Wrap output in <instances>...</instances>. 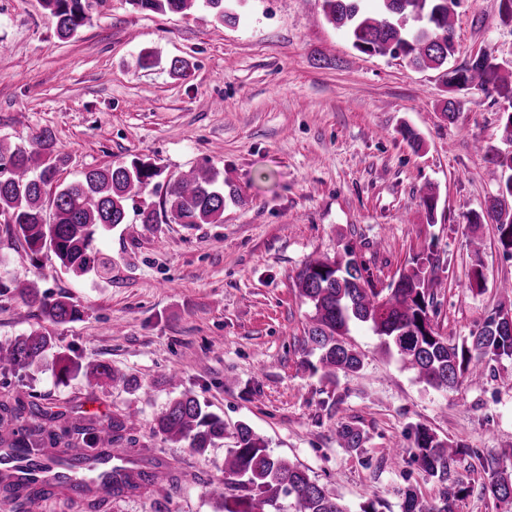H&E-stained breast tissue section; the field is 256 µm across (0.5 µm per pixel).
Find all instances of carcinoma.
<instances>
[{
    "mask_svg": "<svg viewBox=\"0 0 512 512\" xmlns=\"http://www.w3.org/2000/svg\"><path fill=\"white\" fill-rule=\"evenodd\" d=\"M208 9L214 21L234 24L236 7L242 0H129L140 11L182 13L197 2ZM321 0L325 21L343 30L352 46L370 56L401 52L418 69H439L454 54L453 12L448 0ZM60 38L75 36L88 22L85 0H42ZM447 84L455 93L472 87L494 85L509 96V69H500L497 59L470 63L446 73ZM63 161L51 131L36 133L26 146L9 148L0 143V220L16 240L33 255L48 248L60 268L76 276L104 265L94 249L96 237L104 231L129 223V202L161 175L154 164L134 159L128 164L88 170L77 182L58 184V165ZM493 174L506 196L491 197L486 214L475 213L474 224L489 216L496 224L498 241L512 252V154L487 156ZM51 216H46L44 202ZM239 203L241 196L232 185L219 180V172L202 167L168 183L161 210L141 209L137 221L146 226L164 217L176 224H214L224 216L227 202ZM354 252L340 260L316 258L307 261L296 276L300 296L311 306L312 314L304 329L301 366L311 374L335 381L338 376L362 371L363 360L348 341L353 326H366L378 336L382 352L395 356L416 379L435 390L454 389L462 384L478 385L485 376L486 363L504 356L512 359V313L499 309L482 326L457 344L442 335L434 324V293L428 288L427 269L422 264L399 274L387 289H378L363 274ZM22 303L43 321L58 325L72 322L82 311L68 296L57 297L39 291L34 283L18 288ZM55 348V339L44 328L20 336L0 347V369H23ZM83 375L100 382L125 381L108 364L84 367L65 353L58 356V377L66 380ZM29 414L35 421L27 426L16 422ZM131 415L110 417L95 426L58 424L59 414L20 398L0 404V450L21 451L19 460L30 473L51 470L49 485L34 479L14 480L0 473V492L13 504L11 512H37L41 501L66 496L82 500L87 512H103L111 498L134 492H148L167 482L169 472L144 465L127 470L112 493L101 494L91 482L112 474L84 470L86 456L107 462L110 449L125 440ZM155 431L167 441H185L203 455L224 439V420L190 394L174 399L155 420ZM340 448L357 454L364 444L363 430L351 422L336 425ZM87 450V455L64 460L53 448ZM464 445L441 439L429 429L415 428L414 447L385 450L383 458L396 462L409 455L437 484L439 494L432 504L424 502L417 490L404 491L402 512H457V502L467 493L465 482L457 478L456 463ZM485 490L498 503H512V462L491 460ZM282 497L292 500L295 512H348L338 499L313 480L301 465L278 456L247 423L235 431V445L224 455V491L211 495L220 512H270Z\"/></svg>",
    "mask_w": 512,
    "mask_h": 512,
    "instance_id": "carcinoma-1",
    "label": "carcinoma"
}]
</instances>
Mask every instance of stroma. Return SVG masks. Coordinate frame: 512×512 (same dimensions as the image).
<instances>
[{"instance_id":"stroma-1","label":"stroma","mask_w":512,"mask_h":512,"mask_svg":"<svg viewBox=\"0 0 512 512\" xmlns=\"http://www.w3.org/2000/svg\"><path fill=\"white\" fill-rule=\"evenodd\" d=\"M90 22L63 40L42 0H0V143H27L50 129L66 162V184L89 169L139 157L162 171L135 208H159L169 181L209 165L244 200L217 224H124L98 237L106 271L77 277L50 253L32 260L0 224V344L42 328L16 287L72 298L84 310L52 326L54 350L19 371L0 372V398L25 400L68 421L134 414L128 431L141 460L174 470L177 486L130 494L107 512H215L211 483L245 422L274 454L307 467L348 512L370 500L401 512L402 492L427 500L435 482L414 462L394 465L384 448L410 447L415 426L468 447L457 473L469 493L457 512H504L484 496L482 459L512 448V359L490 362L483 383L437 391L418 383L377 336L352 328L360 373L328 381L305 373L303 329L311 314L295 286L315 257L354 249L378 287L426 262L450 341L468 338L512 304V255L495 226H472L497 193L489 151L503 149L506 100L475 87L447 120L444 71L402 57L355 50L328 24L320 0H242L233 25L200 7L183 13L134 9L128 0H86ZM449 68L479 53L512 61V25L499 0H459ZM150 51L152 66L140 55ZM186 75L170 70L172 59ZM412 129L422 141L404 140ZM438 199L435 214L421 203ZM480 271L481 286L469 287ZM109 364L132 387L59 381L57 352ZM189 392L224 419L225 435L205 455L165 441L154 420ZM362 428L360 454L336 442V424ZM479 456H472V449Z\"/></svg>"}]
</instances>
